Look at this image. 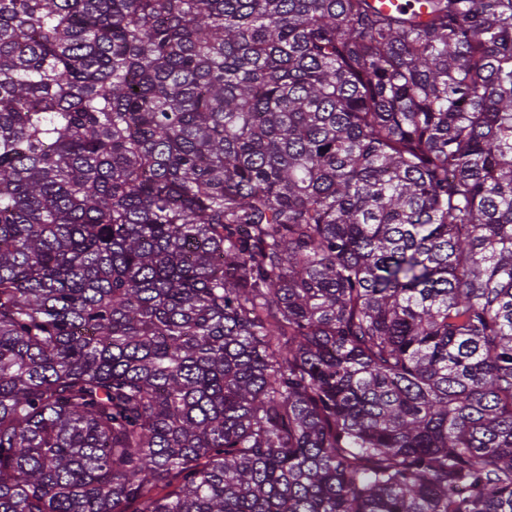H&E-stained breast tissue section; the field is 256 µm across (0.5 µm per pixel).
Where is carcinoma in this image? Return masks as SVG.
Instances as JSON below:
<instances>
[{
    "mask_svg": "<svg viewBox=\"0 0 512 512\" xmlns=\"http://www.w3.org/2000/svg\"><path fill=\"white\" fill-rule=\"evenodd\" d=\"M0 512H512V0H0Z\"/></svg>",
    "mask_w": 512,
    "mask_h": 512,
    "instance_id": "cac0c4a2",
    "label": "carcinoma"
}]
</instances>
